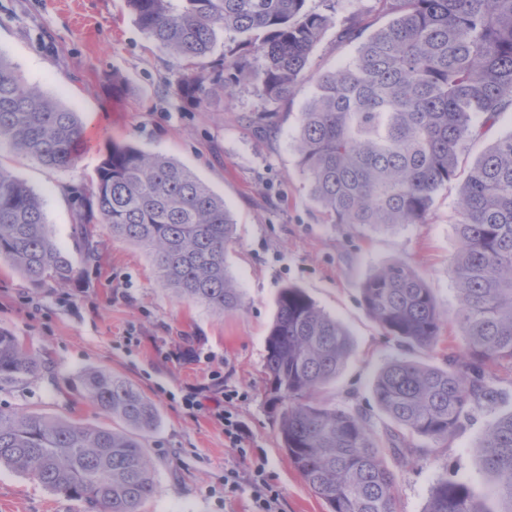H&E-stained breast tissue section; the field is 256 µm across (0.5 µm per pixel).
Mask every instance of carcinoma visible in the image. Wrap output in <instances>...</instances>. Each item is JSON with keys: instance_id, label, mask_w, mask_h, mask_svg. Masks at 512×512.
<instances>
[{"instance_id": "1", "label": "carcinoma", "mask_w": 512, "mask_h": 512, "mask_svg": "<svg viewBox=\"0 0 512 512\" xmlns=\"http://www.w3.org/2000/svg\"><path fill=\"white\" fill-rule=\"evenodd\" d=\"M307 0H126L137 24L184 71L176 91L193 105L234 97L245 82L263 100L257 131L273 129L279 105L306 77L314 45L331 24ZM392 19L364 37L347 65L316 78L300 114L297 151L309 196L332 224L378 229L423 224L437 192L455 179L460 145L512 107V0H388ZM244 36L213 57L216 30ZM261 57L255 66L250 52ZM84 126L76 113L26 84L0 55V144L52 169L78 161ZM77 202L74 236L96 259L93 226L145 248L163 285L181 300L222 314L244 305L226 263L234 239L224 198L162 155L112 143L90 199ZM458 250L448 263L462 345L444 367L408 358L386 363L373 396L389 420L380 436L361 409L317 399L354 349L351 333L302 289L286 287L266 337L270 404L282 448L330 512H395L396 474L385 457L410 462L463 427L473 407L494 409L489 369L512 365V132L499 136L460 187ZM34 288L81 276L50 233L44 202L0 167V260ZM370 318L407 348H431L442 314L408 264L374 269L361 288ZM42 361L0 328V388L37 378ZM85 397L119 429L30 413L0 412V465L97 512H140L157 493L143 436L155 405L129 381L101 369L77 376ZM476 451L492 493L512 512V411ZM423 512H486L451 472Z\"/></svg>"}]
</instances>
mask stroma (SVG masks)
Returning a JSON list of instances; mask_svg holds the SVG:
<instances>
[{"mask_svg":"<svg viewBox=\"0 0 512 512\" xmlns=\"http://www.w3.org/2000/svg\"><path fill=\"white\" fill-rule=\"evenodd\" d=\"M307 7L330 15L332 23L310 53L306 78L280 104L275 128L264 135L254 126L261 100L252 85H241L232 100L208 107L174 95L180 71L140 29L126 0H0V55L27 84L76 112L85 128L80 158L66 170L44 167L0 145V166L41 195L61 249L78 253L68 190L92 188L110 142L135 145L190 169L223 196L236 223L227 265L244 307L224 315L178 299L161 285L148 252L114 237L103 224L96 228L98 263L67 287H32L0 260V328L22 336L46 362L37 379L0 389V412L108 427L111 418L85 398L73 378L97 368L129 380L160 417L158 429L144 440L158 492L142 512H253L252 472L259 462L266 482L279 493V512H328L282 449L277 420L266 404L265 339L281 288H301L348 328L354 354L323 397L366 411L380 429L386 420L373 397L379 369L402 356L441 367L449 345L462 342L451 319L457 292L448 276V261L458 248L459 186L497 137L512 131V109L464 143L457 178L437 193L425 223L378 231L327 223L300 171L299 116L315 91L316 75L353 59L356 45L342 38V30L355 26L368 33L391 16L385 0H307ZM394 260L424 279L448 317L433 349H403L361 303L366 276ZM490 374L502 395L499 410L471 408L461 431L416 463L388 460L398 480L396 512H423L433 484L449 470L466 478L475 496L485 497L488 477L474 449L498 412L512 410V365ZM190 395L197 408L186 406ZM221 406L246 429V458L238 457L214 416ZM232 470L237 479L230 486L225 479ZM0 512H89V507L1 466Z\"/></svg>","mask_w":512,"mask_h":512,"instance_id":"1","label":"stroma"}]
</instances>
